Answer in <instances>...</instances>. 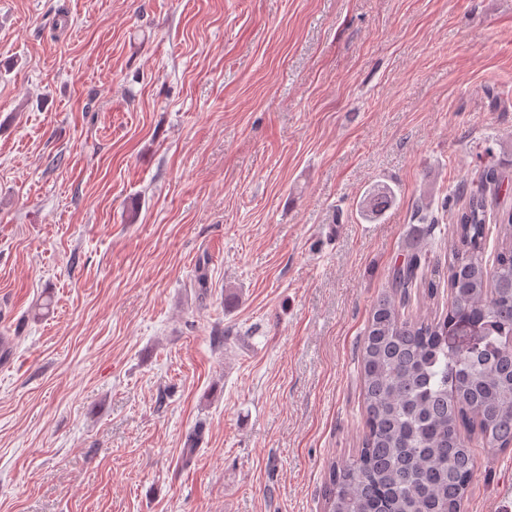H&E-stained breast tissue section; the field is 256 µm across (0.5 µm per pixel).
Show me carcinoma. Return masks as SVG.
<instances>
[{
	"mask_svg": "<svg viewBox=\"0 0 512 512\" xmlns=\"http://www.w3.org/2000/svg\"><path fill=\"white\" fill-rule=\"evenodd\" d=\"M500 188L493 167L478 183L458 186L466 202L453 213L446 271L425 272L418 242L373 304L358 355L361 448L341 466L330 463L324 512H463L477 456L462 427L476 425L487 451L512 448V211L498 214L497 252L484 259ZM395 198L388 186L375 190L361 214L372 218ZM443 281L448 313H405L413 289L431 298ZM457 329L480 337V349L448 346Z\"/></svg>",
	"mask_w": 512,
	"mask_h": 512,
	"instance_id": "cac0c4a2",
	"label": "carcinoma"
}]
</instances>
